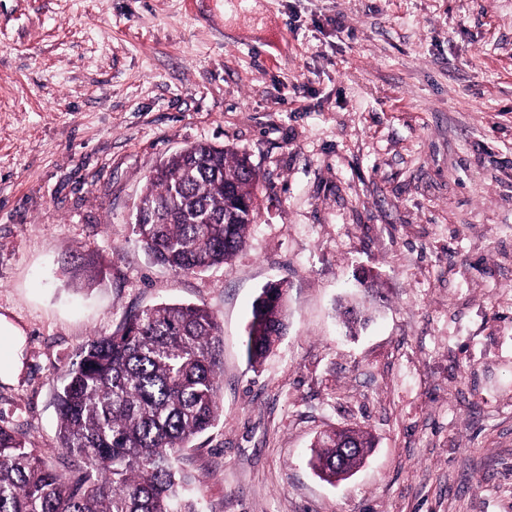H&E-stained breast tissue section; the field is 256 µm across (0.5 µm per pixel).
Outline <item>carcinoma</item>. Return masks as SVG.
I'll use <instances>...</instances> for the list:
<instances>
[{"instance_id": "carcinoma-1", "label": "carcinoma", "mask_w": 512, "mask_h": 512, "mask_svg": "<svg viewBox=\"0 0 512 512\" xmlns=\"http://www.w3.org/2000/svg\"><path fill=\"white\" fill-rule=\"evenodd\" d=\"M259 176L228 148L195 144L156 166L135 225L151 262L175 272L230 261L246 243ZM287 289L262 288L247 330L248 360L259 363L285 329ZM221 327L199 307L161 303L92 338L55 395L59 447L85 466L76 481L43 467L34 450L0 426V512H195L176 453L219 416ZM348 464L373 447L367 430L347 429ZM312 458L336 463V430Z\"/></svg>"}]
</instances>
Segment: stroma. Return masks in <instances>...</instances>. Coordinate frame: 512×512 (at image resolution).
I'll return each instance as SVG.
<instances>
[{"mask_svg": "<svg viewBox=\"0 0 512 512\" xmlns=\"http://www.w3.org/2000/svg\"><path fill=\"white\" fill-rule=\"evenodd\" d=\"M197 143L259 175L245 247L177 274L134 232ZM385 284L358 335L338 304ZM288 330L247 361L252 305ZM161 302L212 311L220 416L179 453L200 512H512V0H0V316L22 367L0 425L48 465L91 337ZM371 431L349 478L309 465ZM287 287L271 283L262 288L252 307L247 330L246 353L251 363H260L279 341L285 330ZM272 294L273 303L267 305L264 296Z\"/></svg>", "mask_w": 512, "mask_h": 512, "instance_id": "35a3bbf8", "label": "stroma"}]
</instances>
